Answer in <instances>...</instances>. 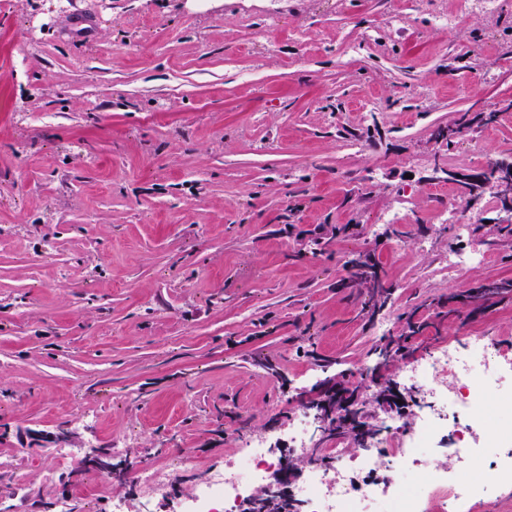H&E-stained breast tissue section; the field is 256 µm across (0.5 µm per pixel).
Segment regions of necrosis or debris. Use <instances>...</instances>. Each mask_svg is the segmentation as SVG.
Returning a JSON list of instances; mask_svg holds the SVG:
<instances>
[{
	"mask_svg": "<svg viewBox=\"0 0 512 512\" xmlns=\"http://www.w3.org/2000/svg\"><path fill=\"white\" fill-rule=\"evenodd\" d=\"M399 375L415 394L417 417L404 425L383 414L374 437L313 441L315 416L289 411L288 436L309 464L292 495L304 512H425L406 491L424 475L456 512L483 502L491 487L512 488V423L492 426L493 408L512 406V352L487 337L444 341L404 361ZM446 449L454 467L428 465L429 450ZM331 465H324V458ZM280 461L262 439H246L239 459L198 477L178 512H240L257 488L272 487Z\"/></svg>",
	"mask_w": 512,
	"mask_h": 512,
	"instance_id": "1",
	"label": "necrosis or debris"
}]
</instances>
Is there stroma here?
Masks as SVG:
<instances>
[{"instance_id": "35a3bbf8", "label": "stroma", "mask_w": 512, "mask_h": 512, "mask_svg": "<svg viewBox=\"0 0 512 512\" xmlns=\"http://www.w3.org/2000/svg\"><path fill=\"white\" fill-rule=\"evenodd\" d=\"M456 7L0 0V512H170L193 491L171 446L205 470L247 435L280 454L319 380L366 400L356 368L381 340L335 288L353 252L381 266L393 335L408 312L427 322L407 354L473 332L512 345V299L436 310L512 279L493 191L472 200L434 172L512 155V111L451 150L432 137L512 101V0L438 28ZM465 245L489 262L438 276ZM94 448L163 468L153 509L128 483L97 494L76 470Z\"/></svg>"}]
</instances>
